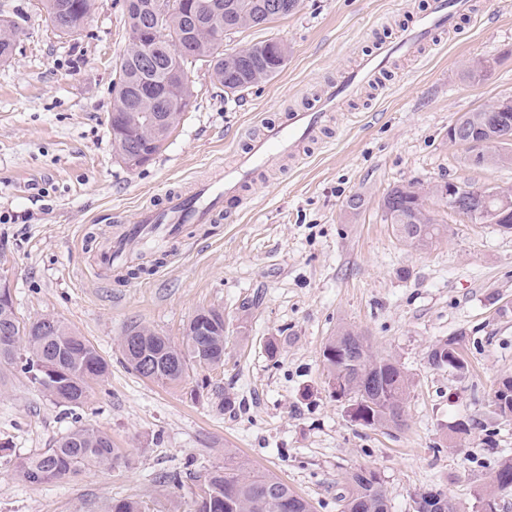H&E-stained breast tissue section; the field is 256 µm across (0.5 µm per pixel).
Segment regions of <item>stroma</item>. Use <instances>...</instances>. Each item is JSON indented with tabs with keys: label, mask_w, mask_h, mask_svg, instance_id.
Returning <instances> with one entry per match:
<instances>
[{
	"label": "stroma",
	"mask_w": 512,
	"mask_h": 512,
	"mask_svg": "<svg viewBox=\"0 0 512 512\" xmlns=\"http://www.w3.org/2000/svg\"><path fill=\"white\" fill-rule=\"evenodd\" d=\"M475 13L418 53L392 60L352 97L323 144L300 162L260 171L230 217L188 226L195 248L158 257L138 275H99L96 245L133 223L166 189L191 191L246 149L264 121L315 100L375 47L411 27L428 0H301L288 17L225 36L232 52L273 39L288 61L273 79L225 100L203 67L189 69L193 102L160 151L131 169L108 121L115 65L127 44L123 0H95L79 35L59 36L39 0H0L22 30L0 63V276L22 320L49 314L109 362L84 404L68 408L16 364H0V512H107L134 499L146 512H191L225 451L284 480L315 512H338L348 472L384 480L391 512L443 489L465 507L512 457V419L493 389L512 377V231L429 206L448 230L420 249L387 224L394 186L471 182L512 186V166L473 165L448 140L462 114L512 96V0H475ZM490 61L484 75L470 63ZM360 209L348 206L351 197ZM224 314V365L189 369L176 384L138 377L120 340L134 325L182 342L194 313ZM367 336L413 381L404 428L351 423L328 390L322 350L339 326ZM467 337L466 375L437 370L432 345ZM279 344L268 356L265 344ZM232 405L220 409L221 398ZM475 419L466 435L455 421ZM107 432L124 460L65 481L15 476L74 424Z\"/></svg>",
	"instance_id": "obj_1"
}]
</instances>
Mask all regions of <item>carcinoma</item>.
Returning <instances> with one entry per match:
<instances>
[{"label":"carcinoma","instance_id":"cac0c4a2","mask_svg":"<svg viewBox=\"0 0 512 512\" xmlns=\"http://www.w3.org/2000/svg\"><path fill=\"white\" fill-rule=\"evenodd\" d=\"M164 16L160 44L155 60L144 65L138 48L147 17H126L127 45L116 67L112 82L113 107L109 124L114 134L113 149L120 158L138 153L152 159L170 135L175 122H165V114L150 107L127 112L121 104L137 89L164 88L168 71L179 64L188 69L204 65L213 83L224 88V96H235L265 82L286 65L288 45L273 39L254 43L242 51L224 52V35L242 28L269 23L294 13L300 0H221L225 8V33L201 31L187 35L186 16L193 6L212 0H155ZM46 22L59 34L70 35L73 28H84L94 0H42ZM12 36L0 39V60L15 55V37L20 29L12 20L0 19V33ZM495 105L466 112L457 119V139L468 144L489 139L497 126L488 113ZM442 185L425 187L410 182L393 187L385 195L383 208L389 224H410V245L424 247L447 230L436 222L424 202L438 197ZM210 315L207 335H198V317L187 322L186 339L177 344L146 327L130 329L123 340L127 365L140 377L162 384L181 381L191 367L217 368L224 363V314L206 309ZM465 336H452L434 345L428 362L437 369H457L455 360L468 367L461 352ZM325 347L345 350L350 360L328 359L326 378L341 380L348 388V405L366 427L400 428L407 421V405L412 379L396 358L373 350L367 337L349 327H341ZM0 361L14 363L29 374L50 397L70 406L81 404L90 385L103 379L108 362L97 349L53 316L44 315L22 323L13 298H0ZM119 449L105 432L85 425L64 434L55 447L24 460L16 475L23 482L41 485L62 481L90 468L112 469L121 463ZM205 496L196 499L192 512H314L312 503L298 495L276 476L255 471L247 462L224 453V466L207 473ZM512 489V458L503 459L489 475L477 496H497ZM339 512H390L385 480L377 471L360 467L346 478V487L336 494Z\"/></svg>","mask_w":512,"mask_h":512}]
</instances>
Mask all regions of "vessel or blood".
Wrapping results in <instances>:
<instances>
[{
  "mask_svg": "<svg viewBox=\"0 0 512 512\" xmlns=\"http://www.w3.org/2000/svg\"><path fill=\"white\" fill-rule=\"evenodd\" d=\"M472 9L473 0H430L418 18L415 32H404L392 42H380L357 69L327 84L311 106L289 112L284 122L263 125L232 166L195 188L192 194L165 191L159 205L146 208L135 223L118 225L97 256L100 275L108 277L124 270L134 249L184 245L185 226L215 222L226 203L241 199L258 171L277 167L287 155L305 158L307 146L318 141L334 112L353 95L356 79L373 81L396 51L414 54L418 42H434L440 32L452 28L460 16Z\"/></svg>",
  "mask_w": 512,
  "mask_h": 512,
  "instance_id": "obj_1",
  "label": "vessel or blood"
}]
</instances>
